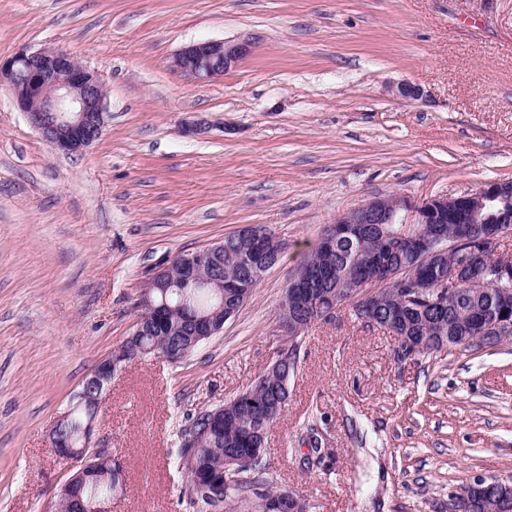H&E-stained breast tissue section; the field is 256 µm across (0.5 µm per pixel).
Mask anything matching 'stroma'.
Returning a JSON list of instances; mask_svg holds the SVG:
<instances>
[{
    "label": "stroma",
    "instance_id": "35a3bbf8",
    "mask_svg": "<svg viewBox=\"0 0 512 512\" xmlns=\"http://www.w3.org/2000/svg\"><path fill=\"white\" fill-rule=\"evenodd\" d=\"M207 40L252 51L210 83L170 71ZM24 47L98 71L106 123L63 155L0 88V512H54L69 468L50 430L131 336L154 268L248 224L286 244L223 332L113 377L94 422L125 470L112 512H183L187 416L275 359L283 292L338 216L512 181V0H0V57ZM406 81L424 98H397ZM395 349L348 305L302 333L266 459L310 512H447L473 476L512 478V338Z\"/></svg>",
    "mask_w": 512,
    "mask_h": 512
}]
</instances>
